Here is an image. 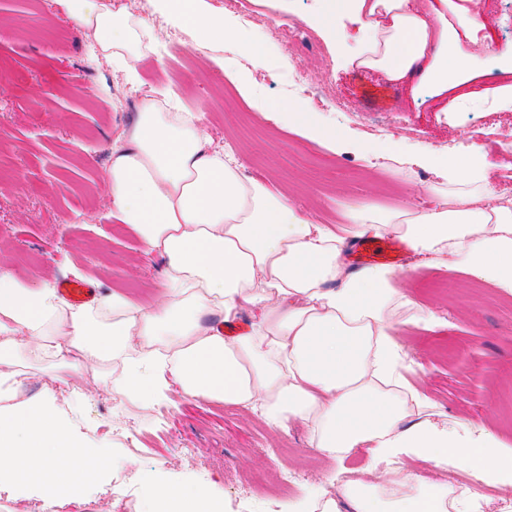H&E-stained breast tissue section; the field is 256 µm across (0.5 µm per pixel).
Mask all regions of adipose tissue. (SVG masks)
I'll return each instance as SVG.
<instances>
[{
  "label": "adipose tissue",
  "mask_w": 512,
  "mask_h": 512,
  "mask_svg": "<svg viewBox=\"0 0 512 512\" xmlns=\"http://www.w3.org/2000/svg\"><path fill=\"white\" fill-rule=\"evenodd\" d=\"M207 42L239 40L199 0H153ZM107 63L137 85L136 64L161 31L112 0H51ZM359 26L347 65L406 82L412 94L442 93L470 80L484 61L512 69V43L491 48L493 21L481 0H335L320 20L336 46ZM136 125L114 147L106 175L112 215L130 225L146 253L164 262L166 290L152 306L122 294L64 307L54 289L32 287L0 268V383L19 354L123 360L121 392L162 402L171 386L209 401L249 407L279 430L307 426L310 442L344 461L369 452V468L416 455L457 456L488 480L512 486V451L463 424L441 426L433 405L408 388L398 367V325H438L399 288L388 268L350 269V240L394 233L430 263L492 282L512 295V205L495 203L478 153L460 159L427 150L418 161L447 181L438 206L411 215L352 208L345 224H317L288 197L246 176L231 153L210 149L196 112H164L143 97ZM256 315L240 336L222 334L243 305ZM82 360L69 361L71 351ZM53 401L0 411V486L41 496V512L79 499L98 462ZM453 486L394 493L352 481L340 490L352 512H444ZM142 512H223L207 486L146 484Z\"/></svg>",
  "instance_id": "adipose-tissue-1"
}]
</instances>
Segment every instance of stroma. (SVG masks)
Segmentation results:
<instances>
[{"label":"stroma","mask_w":512,"mask_h":512,"mask_svg":"<svg viewBox=\"0 0 512 512\" xmlns=\"http://www.w3.org/2000/svg\"><path fill=\"white\" fill-rule=\"evenodd\" d=\"M220 11L246 39L261 43L274 66L250 70L239 43L207 46L187 28L168 23L151 7L137 9L163 29L161 43L139 66V87L130 89L119 72L98 60L90 42L63 17L35 0H0V266L20 281L57 285L79 267L99 296L121 289L147 305L165 289L164 264L144 252L137 233L112 216L102 189L112 146L138 120L142 96L164 92L192 112L213 147L233 149L247 176L288 195L318 224H342L349 208L365 204L380 211L434 207L447 185L433 169L411 165L388 171L375 150L396 148L412 156L423 147L458 155L467 148L485 159L488 180L505 192L512 176V107L485 111L490 93H512V72L482 66L463 86L412 99L407 87L369 71L342 66L312 19L326 0H243L228 9L224 0H203ZM253 23H244V16ZM237 65V80L210 65L212 55ZM304 77L301 101L318 126L347 133L352 147L305 138L292 124L265 117L259 104L293 100L288 79ZM253 86L242 95L239 83ZM470 101L445 111L460 94ZM382 135H372V127ZM399 286L420 306L435 312L438 326H400L396 339L406 355L404 374L435 405L434 422H467L512 448V296L492 283L426 265L405 251L396 268ZM17 379L28 401L54 398L58 412L114 465L94 481L84 503L113 512L112 479L127 475L123 489L140 501L144 482L177 481L211 486L223 512H287L300 499L325 500L337 491L327 481L360 480L391 489L452 485L463 495L462 512H512V489L488 483L456 462L437 464L404 456L367 472V452L343 465L312 448L303 424L281 431L251 410L208 401L172 389L159 405V418L140 402L115 391L112 366L94 363L69 371L56 382L46 360L22 358ZM297 470L287 494L267 493L279 471Z\"/></svg>","instance_id":"35a3bbf8"}]
</instances>
